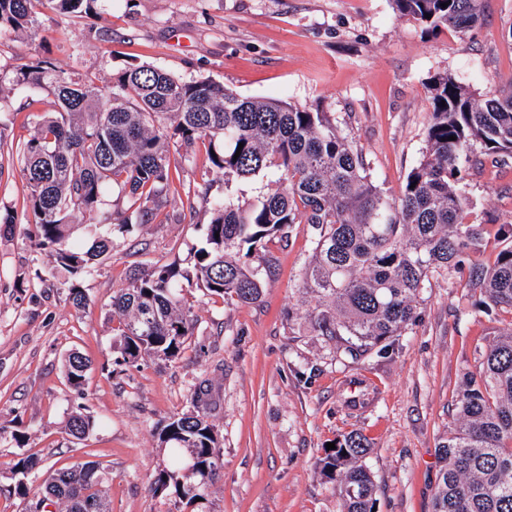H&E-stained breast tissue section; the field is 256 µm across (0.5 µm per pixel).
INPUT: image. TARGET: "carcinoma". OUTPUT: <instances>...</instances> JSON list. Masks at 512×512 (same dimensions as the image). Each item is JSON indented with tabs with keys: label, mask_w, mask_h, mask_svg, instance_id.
I'll use <instances>...</instances> for the list:
<instances>
[{
	"label": "carcinoma",
	"mask_w": 512,
	"mask_h": 512,
	"mask_svg": "<svg viewBox=\"0 0 512 512\" xmlns=\"http://www.w3.org/2000/svg\"><path fill=\"white\" fill-rule=\"evenodd\" d=\"M61 14L90 12L96 0H0V31L31 33L39 7ZM396 15L430 32L470 30L482 0H392ZM447 7H441V4ZM430 14L431 18L424 17ZM12 83L52 97L54 112L39 116L21 147L28 188L26 223L35 227L37 255L68 274L66 300L78 311L90 299L81 285L93 260L119 246L134 228L166 208L173 173L198 141L208 142L212 169L224 175V198L193 190L210 214L190 249V265L139 269L112 296L118 365L146 356L179 358L194 336L196 316L187 295L199 290L236 304L259 301L275 272L272 244H287L297 224L316 236L299 290L314 300L305 313L310 333L340 342L354 358L383 353L419 316V295L448 269L462 270L484 243L483 225L466 221L459 184L470 166L512 158V86L482 95L448 73L430 77L425 150L398 194L366 174L362 154L329 113L274 98H242L210 80H182L151 65L112 75L103 94L90 77L75 79L47 59L12 70ZM480 145L482 158L473 155ZM265 178L257 195L234 203L227 191L238 178ZM116 208L100 210L106 189ZM75 214L98 217L78 227ZM488 308L512 313V226L494 266L475 272ZM90 360L71 350L62 360L69 387L85 395ZM191 409L155 428L170 449V466L151 490L173 495L178 512H205L209 488L224 467L211 385L190 393ZM457 426L439 446L443 466L433 512H512V326L481 355L457 403ZM91 417L70 414L66 433L86 437ZM366 438L348 434L321 459L323 474L339 483L340 512H373L379 487L362 459ZM105 474L93 461L56 470L33 491L18 480L11 491L59 512H111Z\"/></svg>",
	"instance_id": "carcinoma-1"
}]
</instances>
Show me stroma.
<instances>
[{"label": "stroma", "instance_id": "35a3bbf8", "mask_svg": "<svg viewBox=\"0 0 512 512\" xmlns=\"http://www.w3.org/2000/svg\"><path fill=\"white\" fill-rule=\"evenodd\" d=\"M482 9L470 31L432 34L397 18L392 0H96L82 17L48 5L28 37L0 32V62L46 58L104 88L117 70L149 64L248 98L320 106L361 151L373 182L393 194L425 147L432 75L448 73L477 92L512 86V0H482ZM91 27L98 37L84 39ZM47 101L32 87L0 94V212L16 218L0 235V427L28 437L22 448L10 436L0 439V512H26V500L5 488L27 455L40 458L42 479L99 463L112 512H175L172 497L150 489L169 460L154 429L187 410L191 389L205 378L224 449L211 512H339L338 486L322 475L320 461L327 443L351 432L371 448L365 464L379 486L376 512H432L438 446L456 425L465 375L478 369L512 315L484 313L466 278L445 272L423 290L419 320L391 355L352 358L304 329L312 300L298 283L314 231L300 224L288 244L272 245L276 272L260 302L232 305L193 292L198 322L177 360L114 366V291L134 268L185 259L208 221L200 198L187 192L210 179L207 145L193 147L167 208L85 275L91 304L79 314L51 259L33 262L34 227L25 220L28 189L17 151ZM464 190L470 218L486 222L477 260L493 266L497 233L512 224V159L475 165ZM71 349L93 362L81 399L62 374ZM78 408L95 422L81 441L64 433Z\"/></svg>", "mask_w": 512, "mask_h": 512}]
</instances>
